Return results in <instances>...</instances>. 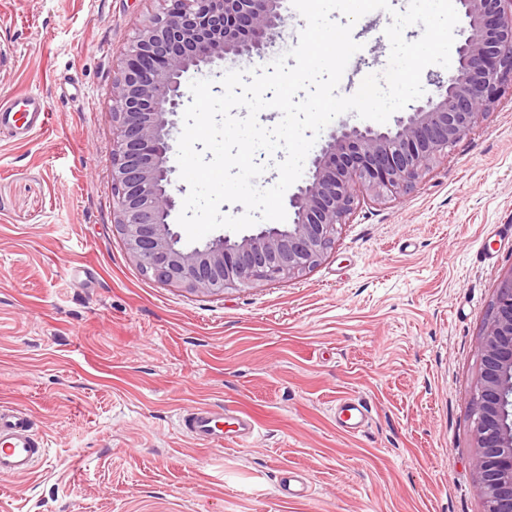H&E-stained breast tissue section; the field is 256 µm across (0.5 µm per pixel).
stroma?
<instances>
[{
    "label": "stroma",
    "instance_id": "stroma-1",
    "mask_svg": "<svg viewBox=\"0 0 512 512\" xmlns=\"http://www.w3.org/2000/svg\"><path fill=\"white\" fill-rule=\"evenodd\" d=\"M159 0H0V408L48 455L0 477V512H483L471 399L512 273V93L407 194L359 195L321 261L216 297L145 275L112 222V77ZM391 11L364 15L337 92L383 72ZM362 399L347 433L336 404ZM241 411L240 442L181 413ZM308 496L287 497L282 471ZM49 116V106L38 94L0 103V127L24 130L28 134L35 133L47 128ZM224 413L209 407H197L179 417L180 429L197 440L213 441L224 439Z\"/></svg>",
    "mask_w": 512,
    "mask_h": 512
}]
</instances>
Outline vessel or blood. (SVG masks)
Returning a JSON list of instances; mask_svg holds the SVG:
<instances>
[{
	"mask_svg": "<svg viewBox=\"0 0 512 512\" xmlns=\"http://www.w3.org/2000/svg\"><path fill=\"white\" fill-rule=\"evenodd\" d=\"M50 110L37 94L25 95L0 103V127L15 128L25 133L45 130ZM340 425L353 430L367 422V410L358 400H347L336 408ZM224 416L208 407H198L179 418L180 429L202 441L224 437ZM47 451L30 431L27 417L20 412L0 411V473L27 474L35 470Z\"/></svg>",
	"mask_w": 512,
	"mask_h": 512,
	"instance_id": "b4317fda",
	"label": "vessel or blood"
}]
</instances>
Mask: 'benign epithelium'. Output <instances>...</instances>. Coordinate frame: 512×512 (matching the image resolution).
Returning a JSON list of instances; mask_svg holds the SVG:
<instances>
[{"label": "benign epithelium", "instance_id": "obj_1", "mask_svg": "<svg viewBox=\"0 0 512 512\" xmlns=\"http://www.w3.org/2000/svg\"><path fill=\"white\" fill-rule=\"evenodd\" d=\"M122 53L112 77L115 225L145 274L194 294L273 282L314 267L334 243L357 193H408L512 90V0H459L468 32L458 77L386 131L341 126L311 160L289 200L293 223L187 247L168 221L176 207L168 153L184 87L230 54L252 63L284 39L283 0H161ZM472 396L476 485L484 512H512V274L503 278L480 341Z\"/></svg>", "mask_w": 512, "mask_h": 512}]
</instances>
